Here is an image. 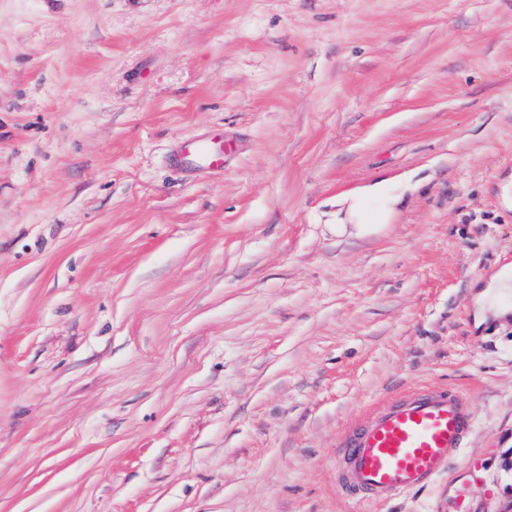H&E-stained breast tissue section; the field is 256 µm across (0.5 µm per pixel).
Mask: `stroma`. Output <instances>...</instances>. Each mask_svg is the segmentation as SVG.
Wrapping results in <instances>:
<instances>
[{
	"label": "stroma",
	"mask_w": 512,
	"mask_h": 512,
	"mask_svg": "<svg viewBox=\"0 0 512 512\" xmlns=\"http://www.w3.org/2000/svg\"><path fill=\"white\" fill-rule=\"evenodd\" d=\"M509 177L512 0H0V512H351L339 441L420 387L462 455L364 512H512ZM230 149V145L224 143V134L215 133L209 141L189 143L184 147L186 153H194L207 159L214 167H223L224 154ZM411 180L383 179L357 187L336 198V233L350 226L359 236L368 235L381 225L393 223L404 194L415 188ZM486 290L482 292L475 301L477 306L475 317L476 320L482 322L486 319V305L493 310V314L497 318H504L510 314V309L501 301L507 300L509 289L511 288L510 273L508 267L502 268L499 272L491 277L486 285Z\"/></svg>",
	"instance_id": "obj_1"
}]
</instances>
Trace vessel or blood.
<instances>
[{
    "label": "vessel or blood",
    "mask_w": 512,
    "mask_h": 512,
    "mask_svg": "<svg viewBox=\"0 0 512 512\" xmlns=\"http://www.w3.org/2000/svg\"><path fill=\"white\" fill-rule=\"evenodd\" d=\"M228 149L219 132L185 147L215 167L223 166ZM469 428V412L458 389L414 392L378 408L342 440L336 450L338 479L358 504L426 487L461 453Z\"/></svg>",
    "instance_id": "obj_1"
}]
</instances>
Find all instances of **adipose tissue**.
<instances>
[{"mask_svg": "<svg viewBox=\"0 0 512 512\" xmlns=\"http://www.w3.org/2000/svg\"><path fill=\"white\" fill-rule=\"evenodd\" d=\"M410 181L383 179L357 187L336 200L334 222L337 233L353 228L358 235H367L381 225L393 223L399 212L404 194L410 190ZM512 292V272L501 269L491 277L486 289L475 301V317L484 321L486 312L503 318L512 314V308L505 303Z\"/></svg>", "mask_w": 512, "mask_h": 512, "instance_id": "obj_1", "label": "adipose tissue"}]
</instances>
